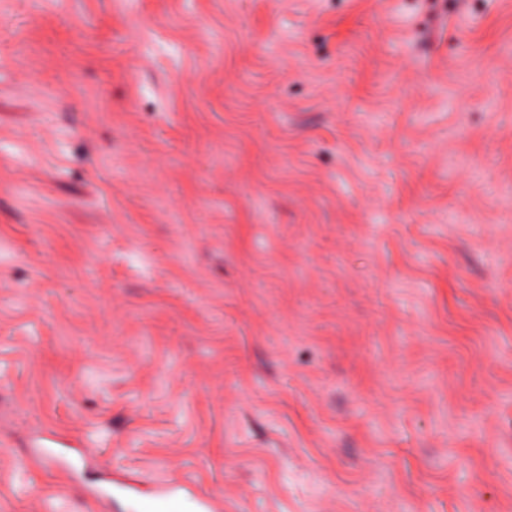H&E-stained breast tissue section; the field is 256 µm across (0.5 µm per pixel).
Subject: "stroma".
<instances>
[{
    "label": "stroma",
    "mask_w": 512,
    "mask_h": 512,
    "mask_svg": "<svg viewBox=\"0 0 512 512\" xmlns=\"http://www.w3.org/2000/svg\"><path fill=\"white\" fill-rule=\"evenodd\" d=\"M512 512V0H0V512ZM175 486L163 487L155 497L144 501L142 512H183L180 498L174 493Z\"/></svg>",
    "instance_id": "stroma-1"
}]
</instances>
